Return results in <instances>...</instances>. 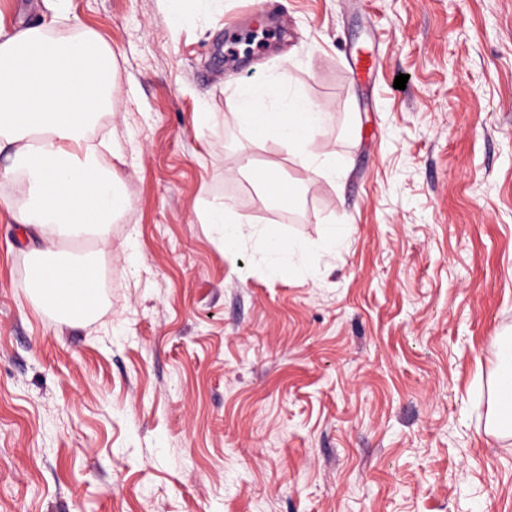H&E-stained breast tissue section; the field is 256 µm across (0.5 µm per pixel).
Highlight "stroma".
Listing matches in <instances>:
<instances>
[{"label":"stroma","mask_w":512,"mask_h":512,"mask_svg":"<svg viewBox=\"0 0 512 512\" xmlns=\"http://www.w3.org/2000/svg\"><path fill=\"white\" fill-rule=\"evenodd\" d=\"M251 2L189 0L175 29L161 0H73L114 54L96 133L131 205L63 244L100 265L75 325L32 301L26 233L0 221V512H512V439L486 425L512 335V0H261L283 29L228 52ZM247 87L328 112L313 149L342 177L252 144ZM228 153L301 180L300 207ZM205 199L308 242L311 275L225 252ZM331 224L351 227L333 251Z\"/></svg>","instance_id":"35a3bbf8"}]
</instances>
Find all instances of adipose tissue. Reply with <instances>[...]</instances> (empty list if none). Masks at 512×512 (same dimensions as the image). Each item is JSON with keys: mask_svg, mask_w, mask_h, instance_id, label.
Here are the masks:
<instances>
[{"mask_svg": "<svg viewBox=\"0 0 512 512\" xmlns=\"http://www.w3.org/2000/svg\"><path fill=\"white\" fill-rule=\"evenodd\" d=\"M45 2L49 17L38 23L11 24L0 14V154L9 161L5 177L24 190L19 198L0 195V219L32 238L28 284L36 302L59 322L78 323L97 312L99 269L62 257L59 245L105 236L130 198L92 137L99 117L114 107L112 48L75 20L73 0ZM233 119L252 143L279 140L309 178L340 175L334 151L311 149L329 115L307 98L283 95L268 104L242 90ZM198 217L219 233L225 250L247 240L259 243L275 258L272 275L309 268L304 241L253 224L231 200L203 202ZM488 407L492 428L512 429V339L499 343Z\"/></svg>", "mask_w": 512, "mask_h": 512, "instance_id": "obj_1", "label": "adipose tissue"}]
</instances>
